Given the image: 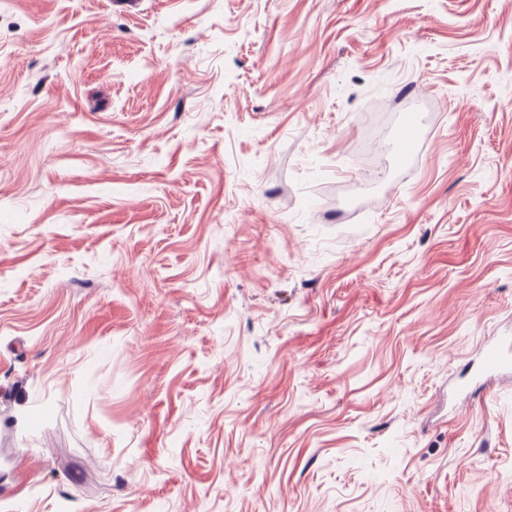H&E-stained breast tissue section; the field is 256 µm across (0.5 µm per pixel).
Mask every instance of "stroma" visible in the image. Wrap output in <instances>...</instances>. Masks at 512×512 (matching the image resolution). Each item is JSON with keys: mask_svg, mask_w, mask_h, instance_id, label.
<instances>
[{"mask_svg": "<svg viewBox=\"0 0 512 512\" xmlns=\"http://www.w3.org/2000/svg\"><path fill=\"white\" fill-rule=\"evenodd\" d=\"M502 336L512 0L0 5V512H512ZM480 371L483 373L512 372V339L502 336L483 346L480 352Z\"/></svg>", "mask_w": 512, "mask_h": 512, "instance_id": "obj_1", "label": "stroma"}]
</instances>
